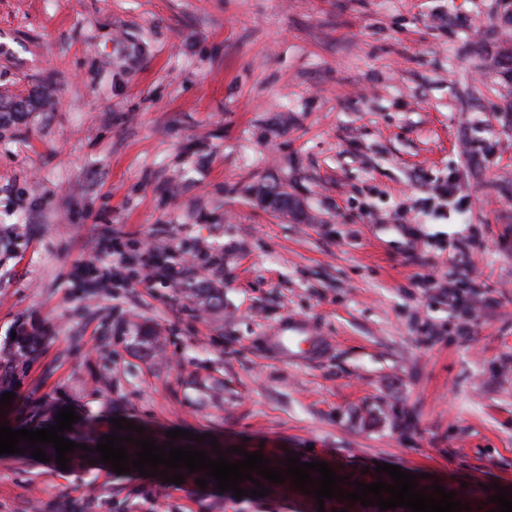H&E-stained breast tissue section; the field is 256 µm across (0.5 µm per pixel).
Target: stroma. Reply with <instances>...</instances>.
I'll list each match as a JSON object with an SVG mask.
<instances>
[{"label": "stroma", "mask_w": 512, "mask_h": 512, "mask_svg": "<svg viewBox=\"0 0 512 512\" xmlns=\"http://www.w3.org/2000/svg\"><path fill=\"white\" fill-rule=\"evenodd\" d=\"M498 16L499 0H0V394L14 395L0 424L70 406L100 436L122 417L365 484L397 465L498 512L497 487L512 490ZM451 178L460 191L440 196ZM272 184L300 211L261 205ZM472 241L470 275L448 255ZM148 247L186 276H151ZM212 287L217 308L186 294ZM289 316L328 339L323 357L268 354ZM241 487L0 454V512H380L288 481Z\"/></svg>", "instance_id": "35a3bbf8"}]
</instances>
